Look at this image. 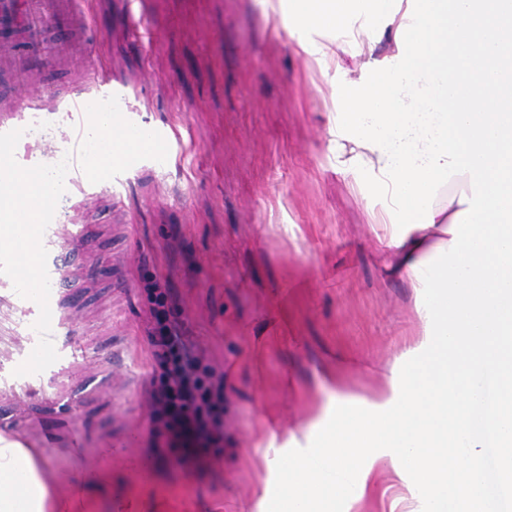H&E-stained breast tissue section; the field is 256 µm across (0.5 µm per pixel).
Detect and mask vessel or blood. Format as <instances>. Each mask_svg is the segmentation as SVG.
Here are the masks:
<instances>
[{
	"label": "vessel or blood",
	"instance_id": "obj_1",
	"mask_svg": "<svg viewBox=\"0 0 512 512\" xmlns=\"http://www.w3.org/2000/svg\"><path fill=\"white\" fill-rule=\"evenodd\" d=\"M92 32L86 0H0V150H8L11 158L23 159L27 170H37L33 152L20 149L18 131L29 113L49 108L63 113L66 138L73 153L75 194L117 198L123 182L113 177V163L134 166L153 154L154 143L133 123H123L112 137L113 159L108 162L88 154L82 131L88 101L104 105L111 113L124 112L128 109L126 93L110 80L95 75L90 81L69 86L64 94L56 96L53 105H46L40 81L43 67L36 61L37 54L48 48L77 45L89 49ZM63 238L55 224L38 225L35 232L39 278L52 283L60 293L69 286L71 256L62 252L52 259L48 253L61 249ZM20 262L16 249H0V304L9 307L12 318L39 330L38 335L25 337L24 349H50L58 357L77 354L79 345L62 348L56 344L64 324L55 316L51 299L37 290H18L13 271ZM24 362L21 356L0 362V393L16 394L20 382L17 368Z\"/></svg>",
	"mask_w": 512,
	"mask_h": 512
}]
</instances>
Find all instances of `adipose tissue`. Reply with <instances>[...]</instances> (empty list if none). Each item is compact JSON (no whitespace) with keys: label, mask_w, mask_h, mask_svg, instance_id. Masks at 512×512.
Returning a JSON list of instances; mask_svg holds the SVG:
<instances>
[{"label":"adipose tissue","mask_w":512,"mask_h":512,"mask_svg":"<svg viewBox=\"0 0 512 512\" xmlns=\"http://www.w3.org/2000/svg\"><path fill=\"white\" fill-rule=\"evenodd\" d=\"M462 12L448 0H366L355 23L336 22V0H311L288 22L299 53L321 71L341 68L343 55L360 56L382 79L367 85L352 116L337 115L336 143L345 163L376 173L388 209L372 214L386 231L393 272L413 288L418 316L432 345L421 363L390 377L385 421L344 411L324 444L323 458L347 447L351 457H373L376 448L432 449L425 464L432 484L452 491L459 512H477L484 489L477 473L502 475L512 468V0H464ZM382 22L372 32L370 22ZM332 28L338 49L301 39L305 29ZM423 43L407 61L410 31ZM496 33L487 71L457 66L462 52H481V38ZM394 47L377 58L381 39ZM466 86L474 121L460 123L456 86ZM464 178L456 210L438 198ZM48 174L19 173L0 162V199L12 202L0 226V245L28 251L41 204L34 185ZM453 253L449 277L429 278L434 259ZM463 355L467 385L448 378L440 354ZM469 466L456 462L460 449ZM48 489L29 452L0 443V512H45Z\"/></svg>","instance_id":"ef3b65f1"}]
</instances>
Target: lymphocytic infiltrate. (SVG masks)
Returning <instances> with one entry per match:
<instances>
[{
	"label": "lymphocytic infiltrate",
	"instance_id": "lymphocytic-infiltrate-1",
	"mask_svg": "<svg viewBox=\"0 0 512 512\" xmlns=\"http://www.w3.org/2000/svg\"><path fill=\"white\" fill-rule=\"evenodd\" d=\"M155 293L150 333L152 356L162 369L151 393L153 415L162 422L171 447L193 460L224 441V382L200 372V359L181 326L169 319L168 295Z\"/></svg>",
	"mask_w": 512,
	"mask_h": 512
}]
</instances>
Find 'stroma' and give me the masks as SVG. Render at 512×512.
Wrapping results in <instances>:
<instances>
[{
  "label": "stroma",
  "instance_id": "stroma-1",
  "mask_svg": "<svg viewBox=\"0 0 512 512\" xmlns=\"http://www.w3.org/2000/svg\"><path fill=\"white\" fill-rule=\"evenodd\" d=\"M264 0H89L90 55L129 94V119L164 134L163 158L124 173L121 206L63 186L52 223L73 225L74 334L84 355L46 357L26 394L0 401L9 441L31 449L65 512H438L424 476L400 480L377 449L372 485L335 451V495L317 450L342 408L383 420L389 378L428 339L413 291L369 222L384 199L344 166L332 101L371 82L359 61L319 77L296 52L286 5ZM60 114L30 113L42 169L67 160ZM122 259L128 293L108 272ZM168 288L204 368L224 376V441L199 466L153 444L151 283ZM307 462L288 492L284 464Z\"/></svg>",
  "mask_w": 512,
  "mask_h": 512
}]
</instances>
